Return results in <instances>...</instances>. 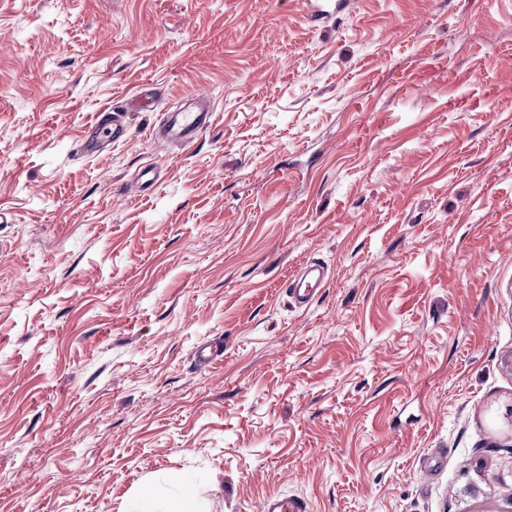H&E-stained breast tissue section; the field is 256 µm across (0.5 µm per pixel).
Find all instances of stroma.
Masks as SVG:
<instances>
[{
    "label": "stroma",
    "mask_w": 512,
    "mask_h": 512,
    "mask_svg": "<svg viewBox=\"0 0 512 512\" xmlns=\"http://www.w3.org/2000/svg\"><path fill=\"white\" fill-rule=\"evenodd\" d=\"M0 212V512H512V0H0ZM212 116L209 109L177 113L170 125V135L182 145L189 144L211 124ZM127 134L124 112L113 113L112 117L98 116L86 127L81 148L89 156H100L103 145L120 142L126 139ZM308 504L301 498L267 496L258 507L259 512H308Z\"/></svg>",
    "instance_id": "obj_1"
}]
</instances>
